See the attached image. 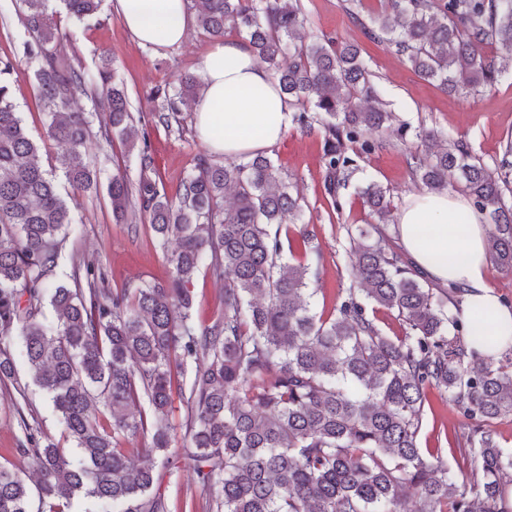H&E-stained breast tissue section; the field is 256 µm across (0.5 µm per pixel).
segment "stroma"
<instances>
[{"label":"stroma","instance_id":"obj_1","mask_svg":"<svg viewBox=\"0 0 512 512\" xmlns=\"http://www.w3.org/2000/svg\"><path fill=\"white\" fill-rule=\"evenodd\" d=\"M305 17V36H327L358 44L370 70L384 90L387 108L408 127L405 138L391 137L384 149L359 165L387 191L394 207H401L407 196L420 192L409 159L422 150L420 130L452 132L467 143L489 171H496L507 142H512V70L503 74L493 90L478 89L468 94L445 92L421 78L405 58L386 42L369 41L361 21L381 13L383 0H301ZM45 7L68 38L60 46L63 61L95 72L101 55L115 61L119 77L132 104L135 124L146 129L154 157V173L169 195H176L184 178L191 172L194 158L206 147L198 138L191 108H183L170 126L154 122V104L149 95L153 88L174 84L179 74L199 72L202 55L211 44L198 26H191L186 39L177 46L156 51L138 46L112 11L111 0H104L101 12L80 23L69 19L60 0H45ZM28 34L21 20L20 0H0V60H22L23 44ZM17 110L35 140H42L47 125V109L36 88L16 70L10 77ZM103 98L99 87L87 84L76 93L71 107L87 113L93 126L91 135L102 182H109L116 171H126L137 178L139 164L125 145L106 141L97 120ZM325 132L321 125L301 130L289 124L283 140L269 156L279 167L284 180L297 186L303 206L302 221L313 229L315 246L322 258L314 283L318 290L316 307L330 309L343 289L356 286L357 278L347 261V230L370 220L358 194L360 177H353L342 192V211H335L325 192L322 156ZM52 170L68 202L76 232L66 243L61 259L62 271H69L72 255L96 260L110 288L136 285L165 278L167 264L145 226L130 227L116 222L107 194L81 196L66 183L54 156L43 159ZM466 421L438 391H430L425 406L419 445L439 449L445 463H452L455 440ZM171 465L157 469L158 486L168 502H175L177 487L187 488L189 512H206L205 500L195 486L196 478L186 465L181 445L169 450Z\"/></svg>","mask_w":512,"mask_h":512}]
</instances>
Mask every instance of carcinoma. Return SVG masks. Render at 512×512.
I'll return each mask as SVG.
<instances>
[{
  "label": "carcinoma",
  "instance_id": "carcinoma-1",
  "mask_svg": "<svg viewBox=\"0 0 512 512\" xmlns=\"http://www.w3.org/2000/svg\"><path fill=\"white\" fill-rule=\"evenodd\" d=\"M198 27L212 38L246 36L267 65L302 129L325 130V190L336 211L358 160L385 145L395 116L357 46L305 42L299 0H193ZM26 77L50 109L46 136L68 184L96 194L100 180L85 160L89 122L70 110L91 78L55 55L63 33L44 0H22ZM68 14L93 18L102 0H63ZM387 41L423 78L449 92L492 87L497 53L512 61V0H390L361 24ZM0 61V384L12 387L25 441L18 461L0 465V512H164L154 464H169L175 404L185 408L189 467L209 495L208 512H503L512 456L486 425L512 415V350L484 357L469 344L482 318L454 313L461 289L440 293L390 244V201L365 177L363 203L373 222L347 231L349 264L359 287L347 288L327 315L315 312L310 288L314 234L298 198L272 159L214 162L197 154L179 197L153 175L148 134H138L112 57H102L107 136L137 150L139 176L119 171L107 184L117 221L144 223L165 250L167 279L104 288L88 258L60 272L72 229L70 208L40 160L12 101ZM203 77L186 72L175 90L158 88L155 118L196 100ZM411 156L426 190L462 184L491 225L490 258L512 270V172L506 147L500 175L468 145ZM233 203L224 204L226 194ZM176 241L168 252L167 245ZM224 282L219 314L193 318L191 284L200 270ZM51 307L53 319L44 308ZM396 314L405 335L392 338L376 320ZM44 393L72 447L38 422L16 359ZM192 365V376L183 372ZM448 396L471 421L454 449L463 478L418 445L427 392ZM144 401L148 411L133 412ZM413 489L414 508L402 501Z\"/></svg>",
  "mask_w": 512,
  "mask_h": 512
}]
</instances>
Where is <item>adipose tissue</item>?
<instances>
[{"mask_svg":"<svg viewBox=\"0 0 512 512\" xmlns=\"http://www.w3.org/2000/svg\"><path fill=\"white\" fill-rule=\"evenodd\" d=\"M115 13L140 46L179 45L190 24L188 0H114ZM204 89L193 106L199 139L215 154L248 159L274 147L288 130L292 108L245 38L213 42L201 58ZM394 231L407 256L426 277L462 288V318L486 315L485 340L476 350L495 356L512 336V306L485 280L488 234L469 200L456 193L408 196Z\"/></svg>","mask_w":512,"mask_h":512,"instance_id":"adipose-tissue-1","label":"adipose tissue"}]
</instances>
